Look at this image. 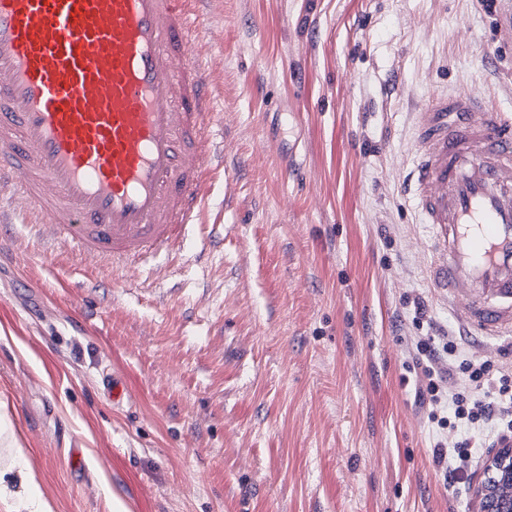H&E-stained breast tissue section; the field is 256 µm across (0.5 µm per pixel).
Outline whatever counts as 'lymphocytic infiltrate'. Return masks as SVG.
<instances>
[{
  "label": "lymphocytic infiltrate",
  "instance_id": "obj_1",
  "mask_svg": "<svg viewBox=\"0 0 512 512\" xmlns=\"http://www.w3.org/2000/svg\"><path fill=\"white\" fill-rule=\"evenodd\" d=\"M423 379L421 393L432 407L431 418L443 427H482L493 437L512 433V375L487 362L461 357L452 336L428 338L417 346ZM463 383L450 393L446 385L454 376Z\"/></svg>",
  "mask_w": 512,
  "mask_h": 512
}]
</instances>
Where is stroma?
<instances>
[{
  "label": "stroma",
  "mask_w": 512,
  "mask_h": 512,
  "mask_svg": "<svg viewBox=\"0 0 512 512\" xmlns=\"http://www.w3.org/2000/svg\"><path fill=\"white\" fill-rule=\"evenodd\" d=\"M201 9L224 161L180 254L120 277L5 212L10 491L52 512H473L432 458L462 433L431 419L412 378L429 336L483 355L427 284L402 174L432 93L512 113L502 0ZM279 140L300 146L304 182ZM109 374L128 401L108 399Z\"/></svg>",
  "instance_id": "35a3bbf8"
}]
</instances>
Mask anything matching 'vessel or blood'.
<instances>
[{"label": "vessel or blood", "mask_w": 512, "mask_h": 512, "mask_svg": "<svg viewBox=\"0 0 512 512\" xmlns=\"http://www.w3.org/2000/svg\"><path fill=\"white\" fill-rule=\"evenodd\" d=\"M201 0H0V186L43 235L117 273L195 224L217 134ZM406 195L427 276L471 336L512 335V114L441 91Z\"/></svg>", "instance_id": "vessel-or-blood-1"}]
</instances>
